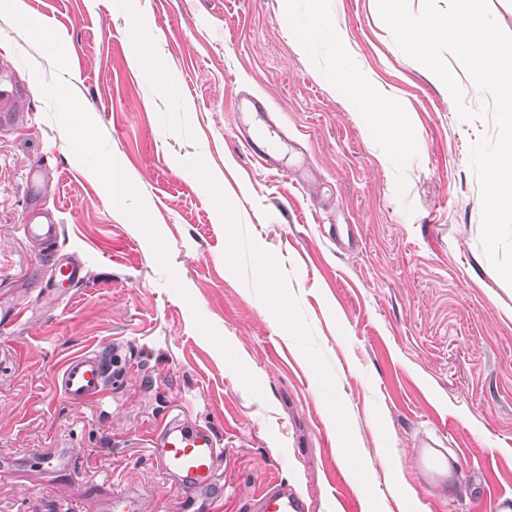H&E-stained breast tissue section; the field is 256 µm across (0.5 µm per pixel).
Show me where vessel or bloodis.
<instances>
[{
    "label": "vessel or blood",
    "mask_w": 512,
    "mask_h": 512,
    "mask_svg": "<svg viewBox=\"0 0 512 512\" xmlns=\"http://www.w3.org/2000/svg\"><path fill=\"white\" fill-rule=\"evenodd\" d=\"M127 362L119 347L104 351L93 347L68 356L56 378L62 397L74 404L104 397L113 383L121 381ZM153 455L159 469L190 497L211 492L212 473L219 462L217 438L213 431L170 418L154 431L150 438ZM447 452L440 440L422 439L416 450L418 466L431 479H440L439 464ZM70 448H54L43 455L40 463L54 473L69 471L75 464ZM212 494V492H211ZM212 503H219L213 495ZM249 512H309L308 503L287 484L270 483L248 503Z\"/></svg>",
    "instance_id": "1"
}]
</instances>
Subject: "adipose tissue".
<instances>
[{
    "label": "adipose tissue",
    "instance_id": "1",
    "mask_svg": "<svg viewBox=\"0 0 512 512\" xmlns=\"http://www.w3.org/2000/svg\"><path fill=\"white\" fill-rule=\"evenodd\" d=\"M325 77L335 85L366 131L392 136L401 147L414 144V125L407 112L395 103L367 92L355 76L352 61L347 55L337 54L335 67L326 71Z\"/></svg>",
    "mask_w": 512,
    "mask_h": 512
}]
</instances>
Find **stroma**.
I'll return each instance as SVG.
<instances>
[{"mask_svg": "<svg viewBox=\"0 0 512 512\" xmlns=\"http://www.w3.org/2000/svg\"><path fill=\"white\" fill-rule=\"evenodd\" d=\"M314 5L326 25L305 49L282 0H23L0 12V70L27 91L0 127V307L26 310L0 334V458L28 457L0 477V512H101L127 490L143 512H185L149 446L170 415L219 438L224 512L272 481L310 512H478L512 493V285L481 248L469 165L474 141L496 140L494 117L460 119L377 0L293 3L299 14ZM26 13L60 31L68 53L47 55ZM140 28L155 34L161 82L133 65ZM340 51L375 95L411 112L414 147L366 133L324 80ZM62 85L84 110L91 152L72 146ZM241 93L265 111L238 104ZM244 129L269 135L307 189L253 158ZM113 157L132 184L122 209L103 172ZM205 176L221 181L227 220ZM36 207L58 224L55 244L24 234ZM260 247L276 259L289 322L267 305ZM65 262L85 279L60 285ZM115 341L133 361L116 389L61 399L62 361ZM424 435L443 436L456 497L415 465ZM53 448L75 449L71 471L34 462Z\"/></svg>", "mask_w": 512, "mask_h": 512, "instance_id": "obj_1", "label": "stroma"}]
</instances>
